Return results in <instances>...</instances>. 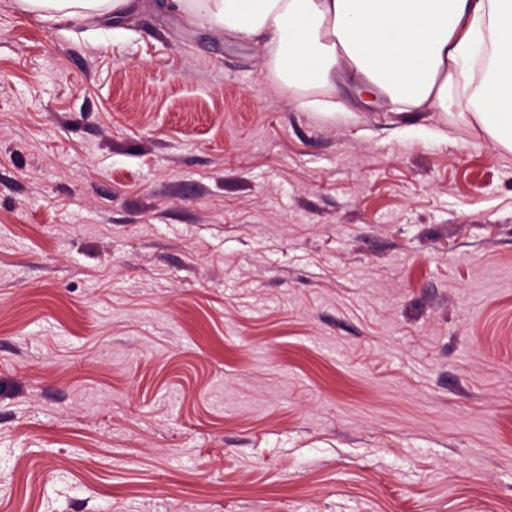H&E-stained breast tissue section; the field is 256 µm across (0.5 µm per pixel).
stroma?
I'll return each instance as SVG.
<instances>
[{"label":"stroma","mask_w":512,"mask_h":512,"mask_svg":"<svg viewBox=\"0 0 512 512\" xmlns=\"http://www.w3.org/2000/svg\"><path fill=\"white\" fill-rule=\"evenodd\" d=\"M467 107L0 0V512H512V151Z\"/></svg>","instance_id":"35a3bbf8"}]
</instances>
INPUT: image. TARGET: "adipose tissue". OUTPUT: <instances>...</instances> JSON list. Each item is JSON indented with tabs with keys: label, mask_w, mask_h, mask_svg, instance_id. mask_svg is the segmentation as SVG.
<instances>
[{
	"label": "adipose tissue",
	"mask_w": 512,
	"mask_h": 512,
	"mask_svg": "<svg viewBox=\"0 0 512 512\" xmlns=\"http://www.w3.org/2000/svg\"><path fill=\"white\" fill-rule=\"evenodd\" d=\"M27 12L121 16L133 0H18ZM187 19L263 38L270 72L304 91L348 78L398 112L447 110L512 150V0H172Z\"/></svg>",
	"instance_id": "obj_1"
}]
</instances>
